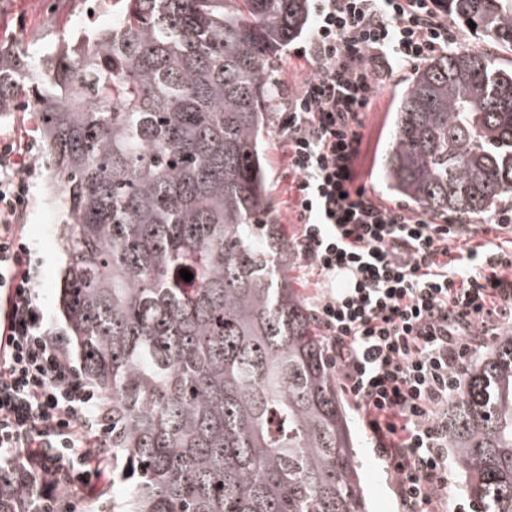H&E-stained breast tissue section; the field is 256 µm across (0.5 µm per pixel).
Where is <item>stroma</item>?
<instances>
[{
	"mask_svg": "<svg viewBox=\"0 0 512 512\" xmlns=\"http://www.w3.org/2000/svg\"><path fill=\"white\" fill-rule=\"evenodd\" d=\"M0 15L8 17L7 35L23 43L35 56H45L54 49L55 36L61 31L74 33L106 29L112 25V8L105 0H0ZM408 71L396 72L380 88L370 112L365 115L363 154L358 162L362 182L372 187L377 196L389 206L401 204L385 183L381 158L388 146L392 131V112L396 99L411 79ZM273 136L263 142L265 162L269 172V193L274 204L272 215L283 224L288 234L297 227L288 216V190L291 182L286 171L279 166L273 149ZM35 162L30 174L34 199L27 214L28 236L39 266V301L43 305L54 331L64 332L59 315L56 293L63 257L58 246V211L47 199L48 173L44 168L41 148H34ZM358 460L362 472V485L372 503V512H400L392 478L382 463L374 457L363 430H356Z\"/></svg>",
	"mask_w": 512,
	"mask_h": 512,
	"instance_id": "stroma-1",
	"label": "stroma"
}]
</instances>
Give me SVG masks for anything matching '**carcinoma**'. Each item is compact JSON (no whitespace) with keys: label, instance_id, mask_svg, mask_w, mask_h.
Instances as JSON below:
<instances>
[{"label":"carcinoma","instance_id":"obj_1","mask_svg":"<svg viewBox=\"0 0 512 512\" xmlns=\"http://www.w3.org/2000/svg\"><path fill=\"white\" fill-rule=\"evenodd\" d=\"M512 50V0H442ZM116 27L63 32L39 81L0 47V115L40 113L66 254L58 301L111 430L112 512H371L312 312L270 217L272 59L308 0H112ZM387 184L430 214L512 198V68L430 58L399 98ZM192 273L185 281L180 270ZM448 448L477 512H512V334L466 365ZM0 512H72L0 466Z\"/></svg>","mask_w":512,"mask_h":512}]
</instances>
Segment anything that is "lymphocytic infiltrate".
I'll return each instance as SVG.
<instances>
[{
    "mask_svg": "<svg viewBox=\"0 0 512 512\" xmlns=\"http://www.w3.org/2000/svg\"><path fill=\"white\" fill-rule=\"evenodd\" d=\"M456 39L439 0H312L300 56L310 76L289 92L276 138L293 182L295 253L343 288L316 298L342 389L404 512H446L448 401L464 367L512 322V207L489 219L496 238L389 207L361 183L364 118L397 69H416ZM34 143L0 132V456L49 497H94L110 475L97 394L75 373L38 302L22 219Z\"/></svg>",
    "mask_w": 512,
    "mask_h": 512,
    "instance_id": "lymphocytic-infiltrate-1",
    "label": "lymphocytic infiltrate"
}]
</instances>
